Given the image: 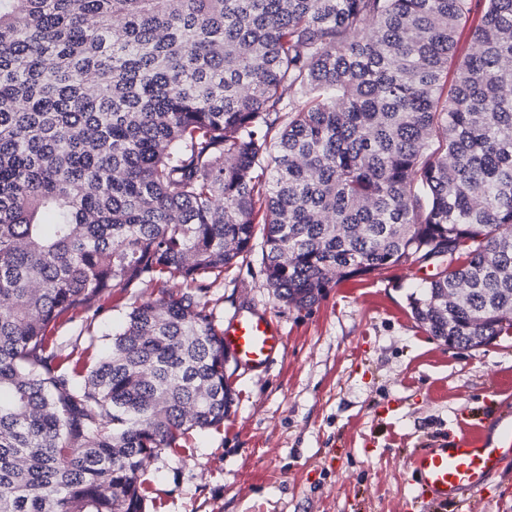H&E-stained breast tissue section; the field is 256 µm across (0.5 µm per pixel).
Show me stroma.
Returning <instances> with one entry per match:
<instances>
[{"instance_id": "1", "label": "stroma", "mask_w": 512, "mask_h": 512, "mask_svg": "<svg viewBox=\"0 0 512 512\" xmlns=\"http://www.w3.org/2000/svg\"><path fill=\"white\" fill-rule=\"evenodd\" d=\"M415 267L356 278L308 308L276 300L261 251L227 269L207 297L217 323L268 313L285 350L263 370L229 363L223 424L189 434L144 465V512H438L418 503L412 449L460 436L465 422L512 416V335L449 347L411 318ZM139 287L103 295L93 333L112 343Z\"/></svg>"}]
</instances>
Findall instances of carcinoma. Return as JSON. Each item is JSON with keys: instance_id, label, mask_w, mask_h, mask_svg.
Segmentation results:
<instances>
[{"instance_id": "obj_1", "label": "carcinoma", "mask_w": 512, "mask_h": 512, "mask_svg": "<svg viewBox=\"0 0 512 512\" xmlns=\"http://www.w3.org/2000/svg\"><path fill=\"white\" fill-rule=\"evenodd\" d=\"M470 11L0 0V512H143L144 463L224 422L202 293L260 213L279 301L432 262L407 295L431 336L512 333V0H487L445 85ZM140 284L158 297L93 355L98 298ZM486 0H472V11L470 15L458 27L455 38L454 56L462 59L469 53L473 52V31L481 24L483 19ZM82 320L81 315L78 314H67L61 317L58 321L55 336H58L59 341L63 342L64 345L73 342L81 327L85 325Z\"/></svg>"}]
</instances>
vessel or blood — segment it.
Segmentation results:
<instances>
[{
	"label": "vessel or blood",
	"instance_id": "1",
	"mask_svg": "<svg viewBox=\"0 0 512 512\" xmlns=\"http://www.w3.org/2000/svg\"><path fill=\"white\" fill-rule=\"evenodd\" d=\"M224 344L248 370L264 367L284 346L279 326L263 312L236 315L224 323ZM512 464V419L472 425L467 435L443 447L418 448L409 459L418 500L464 508L504 467Z\"/></svg>",
	"mask_w": 512,
	"mask_h": 512
}]
</instances>
